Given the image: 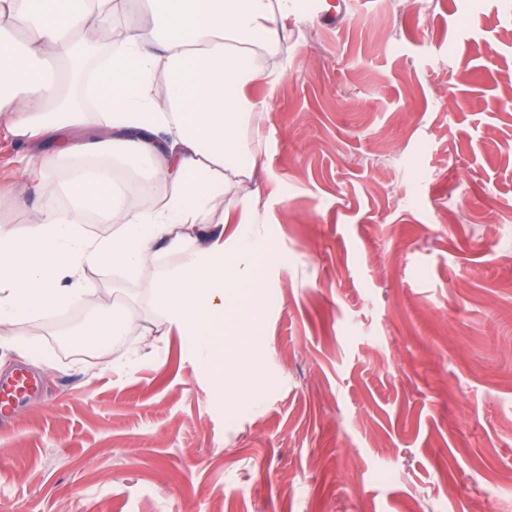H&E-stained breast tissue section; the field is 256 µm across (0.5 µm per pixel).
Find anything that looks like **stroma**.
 Here are the masks:
<instances>
[{
	"mask_svg": "<svg viewBox=\"0 0 512 512\" xmlns=\"http://www.w3.org/2000/svg\"><path fill=\"white\" fill-rule=\"evenodd\" d=\"M253 184L265 334L224 393L155 305L176 255L87 269L0 349V512H512V0H295ZM140 329L74 340L102 306ZM33 384L31 380L22 373L16 376L0 381V426L10 420L19 398L25 395Z\"/></svg>",
	"mask_w": 512,
	"mask_h": 512,
	"instance_id": "1",
	"label": "stroma"
}]
</instances>
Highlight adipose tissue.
Here are the masks:
<instances>
[{"label":"adipose tissue","instance_id":"1","mask_svg":"<svg viewBox=\"0 0 512 512\" xmlns=\"http://www.w3.org/2000/svg\"><path fill=\"white\" fill-rule=\"evenodd\" d=\"M292 10L293 0H0V133L33 147L0 209L29 190L48 198L25 234L0 227V345L16 322L80 305L87 268L146 269L160 242L180 261L155 282V300L181 335L207 355L215 337L263 336L243 303L261 286L249 260L268 251L252 229L257 153L245 139L264 111L245 89L273 81L262 60L287 41ZM119 12L139 21L96 69L91 108L65 96L69 72L49 66L78 28ZM219 206L244 216L233 244L220 230L188 233ZM90 223L116 231L93 236ZM134 323L106 308L78 340L108 346Z\"/></svg>","mask_w":512,"mask_h":512}]
</instances>
